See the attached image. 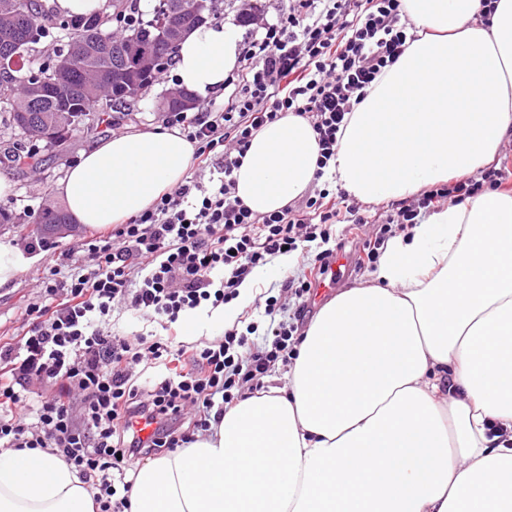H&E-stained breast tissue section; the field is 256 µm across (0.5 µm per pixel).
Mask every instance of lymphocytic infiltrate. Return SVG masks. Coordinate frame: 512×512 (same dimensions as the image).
Listing matches in <instances>:
<instances>
[{"mask_svg": "<svg viewBox=\"0 0 512 512\" xmlns=\"http://www.w3.org/2000/svg\"><path fill=\"white\" fill-rule=\"evenodd\" d=\"M415 38L403 0H288L252 34L224 80L231 93L221 106L169 113L166 127L179 129L198 168L219 170V178L206 187L188 178L141 214L93 234L82 243L89 271L45 282L25 308L22 334L0 338V447L58 456L94 489L96 512H121L136 462L191 443L236 400L260 391L271 365L295 359L312 288L304 275L281 283L287 302L262 292L266 331L250 323L196 344L177 335L187 314L235 300L273 257L329 239L336 222L326 188L302 207L254 213L236 197L232 172L253 135L291 112L311 123L317 172L325 174L347 115ZM504 178L493 164L387 213L368 262L436 204L497 190ZM118 303L159 323L163 337L113 334ZM142 420L155 427L146 440L134 428Z\"/></svg>", "mask_w": 512, "mask_h": 512, "instance_id": "lymphocytic-infiltrate-1", "label": "lymphocytic infiltrate"}]
</instances>
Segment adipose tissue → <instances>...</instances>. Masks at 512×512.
<instances>
[{"instance_id": "ef3b65f1", "label": "adipose tissue", "mask_w": 512, "mask_h": 512, "mask_svg": "<svg viewBox=\"0 0 512 512\" xmlns=\"http://www.w3.org/2000/svg\"><path fill=\"white\" fill-rule=\"evenodd\" d=\"M479 9L404 0L418 38L351 112L328 172L348 196L408 199L512 135V0L487 26ZM239 42L230 25L192 31L180 86L223 89ZM194 151L176 129L116 134L54 192L71 223L103 229L181 184ZM318 152L307 119L267 124L233 172L237 198L282 210L311 189ZM374 276L321 307L287 384L140 463L127 512H512V192L432 213L388 241ZM93 496L56 455L0 452V512H95Z\"/></svg>"}]
</instances>
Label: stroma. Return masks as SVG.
Segmentation results:
<instances>
[{
    "label": "stroma",
    "instance_id": "1",
    "mask_svg": "<svg viewBox=\"0 0 512 512\" xmlns=\"http://www.w3.org/2000/svg\"><path fill=\"white\" fill-rule=\"evenodd\" d=\"M174 70L160 74L150 98L141 101L131 115L118 118L120 132L145 131L163 125L164 113L155 111V98L174 85ZM99 113H91L88 127L74 131L68 140L57 148H41L40 161L36 166L18 170L7 164H0V176L12 184L10 197L0 199V208L24 215L20 224H0V239L17 244L19 249H30L32 264L22 272L16 281L0 288V332H12L20 328L26 305L36 301L45 278L53 269L62 267L66 255L77 249L83 237L90 235L89 227H80L77 236L59 239L54 249H37L40 237L33 233L39 214L46 206H60L61 201L54 193L55 185L65 177L81 157L82 153L95 143L111 136V129L99 121ZM371 226L355 228L346 223L335 224L328 242L303 243L302 248L309 255L325 250L348 256L349 264L336 272V288L343 291L355 286L369 284L372 280L373 264L364 260L363 242L371 235Z\"/></svg>",
    "mask_w": 512,
    "mask_h": 512
}]
</instances>
